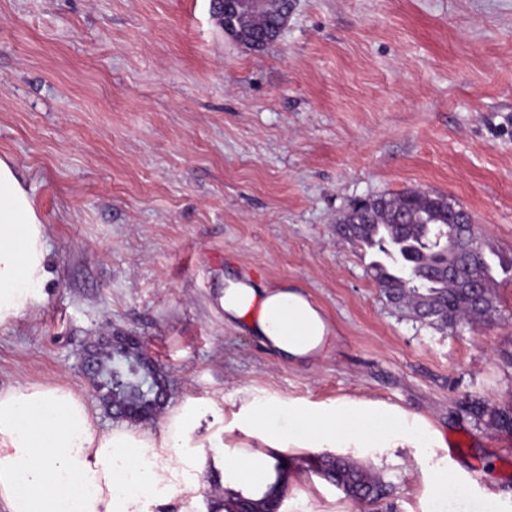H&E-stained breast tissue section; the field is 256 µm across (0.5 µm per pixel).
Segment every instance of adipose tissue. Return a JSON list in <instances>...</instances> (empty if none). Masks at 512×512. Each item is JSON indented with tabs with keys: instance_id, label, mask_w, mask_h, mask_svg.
<instances>
[{
	"instance_id": "obj_1",
	"label": "adipose tissue",
	"mask_w": 512,
	"mask_h": 512,
	"mask_svg": "<svg viewBox=\"0 0 512 512\" xmlns=\"http://www.w3.org/2000/svg\"><path fill=\"white\" fill-rule=\"evenodd\" d=\"M47 256L34 200L14 164L0 157V327L44 305ZM218 304L225 324L245 325L283 362L321 360L334 348L332 324L296 283L230 274ZM209 418L221 428L203 431ZM443 445L423 416L365 397L310 402L245 386L226 412L190 398L160 430L105 429L66 382L19 381L0 388V512H154L172 500L179 512H197L198 474L210 467L228 475L225 491L257 499L270 485L298 483L278 468L290 451L350 448L378 465L398 448L421 454Z\"/></svg>"
}]
</instances>
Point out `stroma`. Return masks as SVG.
Returning <instances> with one entry per match:
<instances>
[{"mask_svg": "<svg viewBox=\"0 0 512 512\" xmlns=\"http://www.w3.org/2000/svg\"><path fill=\"white\" fill-rule=\"evenodd\" d=\"M0 156L47 226L40 311L0 328V387L84 377L85 350L139 337L166 410L251 386L314 402L385 401L455 453L396 450L391 512H512V435L471 400L512 403V280L476 328L439 331L387 304L369 256L336 239L359 197L418 189L459 202L512 258V0H296L253 52L212 0H0ZM293 280L336 331L327 359L281 362L224 323L226 271ZM285 454L321 512L357 507ZM460 464L466 498L421 471Z\"/></svg>", "mask_w": 512, "mask_h": 512, "instance_id": "1", "label": "stroma"}]
</instances>
